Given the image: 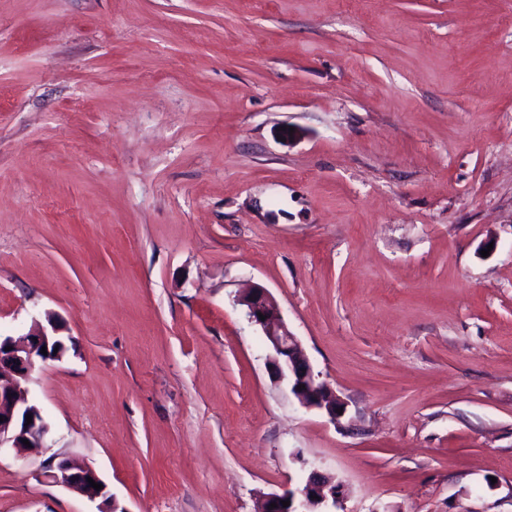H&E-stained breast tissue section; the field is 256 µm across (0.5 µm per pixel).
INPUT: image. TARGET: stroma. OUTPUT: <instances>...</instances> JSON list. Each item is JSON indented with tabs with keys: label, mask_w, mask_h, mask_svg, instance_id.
I'll use <instances>...</instances> for the list:
<instances>
[{
	"label": "stroma",
	"mask_w": 512,
	"mask_h": 512,
	"mask_svg": "<svg viewBox=\"0 0 512 512\" xmlns=\"http://www.w3.org/2000/svg\"><path fill=\"white\" fill-rule=\"evenodd\" d=\"M50 314L0 512H98L57 454L127 512H512V0H0V334ZM235 302L245 307L248 321L261 328L273 352L269 364L277 377L287 382L298 403L306 409L322 412L336 424L346 412L344 401L326 383L319 381L297 337L278 318L275 304L267 291L260 287L251 288L239 295ZM258 313L266 319L261 320ZM336 409H342V414ZM44 477L51 483L89 500L94 501L103 498L102 506L99 507L98 512H127L125 508H122L121 511L117 510L118 504L115 498L107 495L106 486L95 469L89 465L81 464L67 455H55L44 472ZM88 478L102 484V489L96 490L90 486ZM341 491L333 476L311 470L298 488L265 495L256 512H335L327 510L328 501L331 499L336 506ZM282 501H290V505L283 507ZM271 503L277 507L269 509Z\"/></svg>",
	"instance_id": "35a3bbf8"
}]
</instances>
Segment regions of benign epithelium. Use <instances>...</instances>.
<instances>
[{"label":"benign epithelium","instance_id":"7a95c632","mask_svg":"<svg viewBox=\"0 0 512 512\" xmlns=\"http://www.w3.org/2000/svg\"><path fill=\"white\" fill-rule=\"evenodd\" d=\"M236 304L245 307L248 321L261 328L273 355L269 364L277 377L287 382L288 389L298 403L306 409H314L327 415L331 422L341 418L338 410L346 409L344 401L326 383L315 375L310 361L297 337L277 315L271 296L260 287H254L236 299ZM266 316L262 320L259 315ZM48 326L38 325L26 340L17 342L9 337L0 338V449L43 447L49 433V425L40 410L28 404V383L38 362L61 357L63 340L57 332L59 327L52 316H47ZM46 350L47 354L40 353ZM32 416L27 423L26 416ZM44 477L68 491L89 500L102 499L98 512H128L118 510L115 498L105 491L90 486L88 479L102 483L95 469L81 464L73 458L58 454L53 457ZM341 493L340 485L330 475L317 470L310 471L304 482L296 489L283 493H269L261 501L257 512H329L328 501H336ZM288 501L290 505L283 506ZM276 507H270V504Z\"/></svg>","mask_w":512,"mask_h":512}]
</instances>
